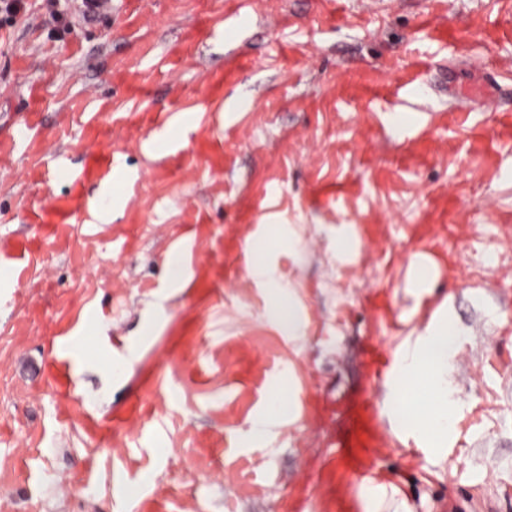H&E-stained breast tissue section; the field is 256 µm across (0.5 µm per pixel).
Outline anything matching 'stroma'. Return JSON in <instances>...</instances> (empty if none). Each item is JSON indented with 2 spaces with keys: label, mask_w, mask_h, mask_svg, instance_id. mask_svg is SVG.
I'll return each mask as SVG.
<instances>
[{
  "label": "stroma",
  "mask_w": 512,
  "mask_h": 512,
  "mask_svg": "<svg viewBox=\"0 0 512 512\" xmlns=\"http://www.w3.org/2000/svg\"><path fill=\"white\" fill-rule=\"evenodd\" d=\"M497 85L512 0L0 13V512H512V97L471 94ZM443 314L431 448L389 394ZM278 387L295 421L244 447ZM252 276L264 283L267 288H273L274 298L270 306V315L283 331L290 336H298L303 327V320L288 296L281 292L283 287L266 265H257L252 270Z\"/></svg>",
  "instance_id": "1"
}]
</instances>
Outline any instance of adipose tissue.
<instances>
[{
	"label": "adipose tissue",
	"mask_w": 512,
	"mask_h": 512,
	"mask_svg": "<svg viewBox=\"0 0 512 512\" xmlns=\"http://www.w3.org/2000/svg\"><path fill=\"white\" fill-rule=\"evenodd\" d=\"M252 275L274 291L272 318L288 335H298L303 327L302 317L282 293L272 271L260 264L253 268ZM459 345L457 331L447 318H439L426 328L415 347L403 355L392 389L395 412L435 448L443 446L452 427L456 402L448 382V366ZM294 415L295 409L285 395L273 393L265 409L252 417L243 434L244 444L252 447L263 443L269 436V425L286 424Z\"/></svg>",
	"instance_id": "ef3b65f1"
}]
</instances>
